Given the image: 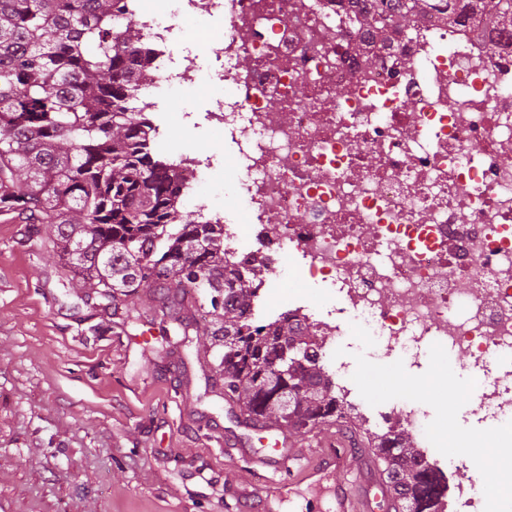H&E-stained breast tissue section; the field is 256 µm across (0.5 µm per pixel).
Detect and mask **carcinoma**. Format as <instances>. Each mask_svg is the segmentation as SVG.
I'll return each instance as SVG.
<instances>
[{
	"label": "carcinoma",
	"instance_id": "1",
	"mask_svg": "<svg viewBox=\"0 0 512 512\" xmlns=\"http://www.w3.org/2000/svg\"><path fill=\"white\" fill-rule=\"evenodd\" d=\"M121 0H0V213L50 224L59 261L105 300L153 288L174 331L190 308L224 347V395L290 432L351 418L317 337L283 315L255 325L271 271L224 266V230L180 207L175 172L150 142L141 90L154 82L143 34L112 29ZM479 12L482 40L512 31V0H369L351 22L408 35L436 14ZM402 512H441L448 482L402 421L371 433Z\"/></svg>",
	"mask_w": 512,
	"mask_h": 512
}]
</instances>
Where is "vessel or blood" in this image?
Returning <instances> with one entry per match:
<instances>
[{"instance_id": "obj_1", "label": "vessel or blood", "mask_w": 512, "mask_h": 512, "mask_svg": "<svg viewBox=\"0 0 512 512\" xmlns=\"http://www.w3.org/2000/svg\"><path fill=\"white\" fill-rule=\"evenodd\" d=\"M278 477L274 492L295 489L301 482L318 486L331 481L332 512H393L395 501L380 468L365 469L343 435L332 434L315 444L300 447L296 437L281 430L272 435L269 448L246 462Z\"/></svg>"}]
</instances>
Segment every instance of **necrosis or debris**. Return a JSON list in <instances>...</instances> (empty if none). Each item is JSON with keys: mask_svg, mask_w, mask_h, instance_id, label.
<instances>
[{"mask_svg": "<svg viewBox=\"0 0 512 512\" xmlns=\"http://www.w3.org/2000/svg\"><path fill=\"white\" fill-rule=\"evenodd\" d=\"M355 3L124 0L112 23L144 32L160 74L145 93L153 140L167 145L175 111L182 127L206 121L235 148L246 233L198 193L223 157L168 154L181 201L223 225L228 268L288 258L328 289L325 305L294 293L286 309L328 330L322 351L336 356L339 393L351 394L350 321L387 356L415 363L448 350L484 376L478 441L512 460V387L492 377L512 355V38L478 41L468 25L432 18L384 46L344 24ZM215 19L224 38L208 70L184 23ZM202 84L216 106L200 116L184 93ZM378 416L402 418L444 476L472 469L467 452L447 456V435L411 398ZM445 509L512 512V495L472 479L453 485Z\"/></svg>", "mask_w": 512, "mask_h": 512, "instance_id": "4bbe7bcc", "label": "necrosis or debris"}]
</instances>
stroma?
<instances>
[{"label": "stroma", "mask_w": 512, "mask_h": 512, "mask_svg": "<svg viewBox=\"0 0 512 512\" xmlns=\"http://www.w3.org/2000/svg\"><path fill=\"white\" fill-rule=\"evenodd\" d=\"M155 306L147 288L101 310L59 263L47 225L0 216V512H246L242 482L268 489L224 450L229 436L263 446L224 397L222 347L202 321L174 335ZM350 357L351 400L384 406L420 379L433 423L454 406L449 450L470 440L479 398L453 391L473 379L470 364L438 379L444 351L419 368L365 345ZM330 502L303 483L270 506L327 512Z\"/></svg>", "instance_id": "obj_1"}]
</instances>
